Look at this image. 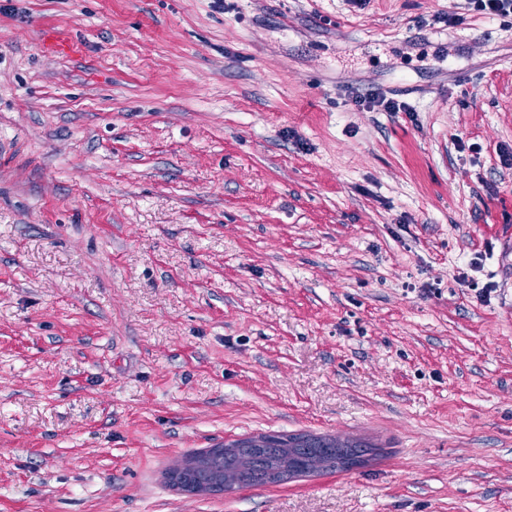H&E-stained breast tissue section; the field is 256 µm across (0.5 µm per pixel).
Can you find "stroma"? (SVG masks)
<instances>
[{"label":"stroma","mask_w":512,"mask_h":512,"mask_svg":"<svg viewBox=\"0 0 512 512\" xmlns=\"http://www.w3.org/2000/svg\"><path fill=\"white\" fill-rule=\"evenodd\" d=\"M0 512H512V16L0 0ZM236 442L245 444L246 448L238 455L207 457L189 474L190 481L206 485L217 470H222L224 479L231 478L234 482L240 473H250L251 487L261 486L270 484L269 472L286 461L294 466L297 477H302L323 470L349 469L351 466L344 465L337 454L338 448H352L355 464L371 451L369 446L349 439L307 435H265L258 440L246 438Z\"/></svg>","instance_id":"35a3bbf8"}]
</instances>
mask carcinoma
<instances>
[{
	"label": "carcinoma",
	"mask_w": 512,
	"mask_h": 512,
	"mask_svg": "<svg viewBox=\"0 0 512 512\" xmlns=\"http://www.w3.org/2000/svg\"><path fill=\"white\" fill-rule=\"evenodd\" d=\"M245 449L232 456L212 455L204 459L189 474L192 483L205 485L214 473L223 471L226 478L237 479L242 472L251 474L253 485L268 483L270 471L285 462L291 463L297 476H307L323 470H346L337 454L339 448H350L360 459L371 451L366 445L349 439L313 437L307 435H265L258 439L241 440Z\"/></svg>",
	"instance_id": "cac0c4a2"
}]
</instances>
